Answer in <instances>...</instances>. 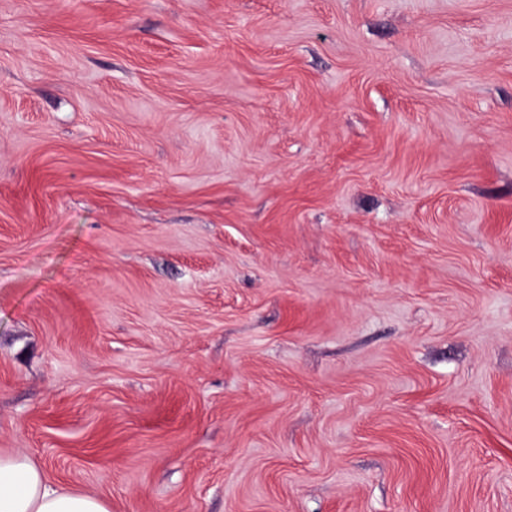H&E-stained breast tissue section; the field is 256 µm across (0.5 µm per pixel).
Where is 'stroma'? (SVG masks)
I'll use <instances>...</instances> for the list:
<instances>
[{
	"label": "stroma",
	"mask_w": 512,
	"mask_h": 512,
	"mask_svg": "<svg viewBox=\"0 0 512 512\" xmlns=\"http://www.w3.org/2000/svg\"><path fill=\"white\" fill-rule=\"evenodd\" d=\"M0 451L512 512V0H0Z\"/></svg>",
	"instance_id": "35a3bbf8"
}]
</instances>
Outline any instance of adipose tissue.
Returning <instances> with one entry per match:
<instances>
[{"label":"adipose tissue","instance_id":"adipose-tissue-1","mask_svg":"<svg viewBox=\"0 0 512 512\" xmlns=\"http://www.w3.org/2000/svg\"><path fill=\"white\" fill-rule=\"evenodd\" d=\"M0 512H109L99 497L51 484L27 455L0 451Z\"/></svg>","mask_w":512,"mask_h":512}]
</instances>
